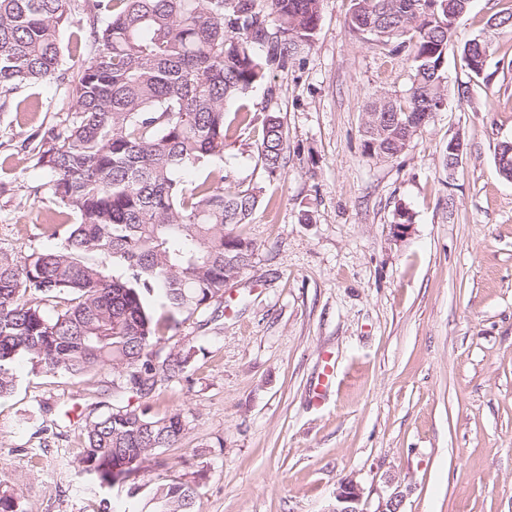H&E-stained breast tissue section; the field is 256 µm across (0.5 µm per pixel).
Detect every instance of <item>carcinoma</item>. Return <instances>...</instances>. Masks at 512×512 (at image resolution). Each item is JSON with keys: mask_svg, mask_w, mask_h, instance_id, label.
Here are the masks:
<instances>
[{"mask_svg": "<svg viewBox=\"0 0 512 512\" xmlns=\"http://www.w3.org/2000/svg\"><path fill=\"white\" fill-rule=\"evenodd\" d=\"M470 0H352L350 29L407 52L413 80L402 96L371 102L364 153L402 154L418 123L446 98L448 43ZM88 26L71 0H0V94L65 78L61 32L91 40L92 54L71 80L73 116L37 132L38 163L53 197L75 222L51 249L0 252V397L12 393L25 358L46 374L109 368L125 389L151 396L156 378H179L193 347L158 346L179 318L214 316L224 288L249 266L254 245L233 232L257 207L251 191L224 190V105L284 70L320 26L321 0H91ZM463 51L470 73L488 61L482 39ZM261 163L271 177L286 165L277 112L264 116ZM497 170L512 180V142ZM207 175L187 181L186 172ZM120 274H109L107 262ZM155 293L159 307L147 304ZM63 304L50 313L46 306ZM183 413L149 405L110 408L85 424L78 472L112 488L159 448H174ZM118 473H113L114 469ZM197 486L157 477L153 512H195ZM0 512H29L13 488Z\"/></svg>", "mask_w": 512, "mask_h": 512, "instance_id": "cac0c4a2", "label": "carcinoma"}]
</instances>
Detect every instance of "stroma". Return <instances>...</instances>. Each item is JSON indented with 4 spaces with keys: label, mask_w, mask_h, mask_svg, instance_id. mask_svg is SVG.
Returning a JSON list of instances; mask_svg holds the SVG:
<instances>
[{
    "label": "stroma",
    "mask_w": 512,
    "mask_h": 512,
    "mask_svg": "<svg viewBox=\"0 0 512 512\" xmlns=\"http://www.w3.org/2000/svg\"><path fill=\"white\" fill-rule=\"evenodd\" d=\"M350 8L321 0L313 40L270 76L275 99L261 85L226 106L227 120L242 104L252 119L226 141L224 187L258 196L237 228L255 252L223 316L178 330L195 348L188 378L159 381L149 404L181 410L185 435L142 464L136 497L63 462L84 448L88 418L127 405L123 378L16 363L0 399V484L31 512H97L106 496L112 512H144L159 475L197 482L198 512H325L344 479L362 485L366 512L392 480L402 512H512V181L495 164L512 140V34L487 24L512 0H472L448 45L445 108L385 160L363 151L365 112L382 93L404 94L412 70L406 54L350 32ZM476 37L489 47L478 78L462 58ZM72 103L66 81L0 96L2 252L52 247L53 228L74 221L32 138ZM269 109L286 138L274 178L259 159ZM456 136L464 151L450 170ZM400 205L413 225L397 241ZM328 355L336 377L317 394Z\"/></svg>",
    "instance_id": "obj_1"
}]
</instances>
